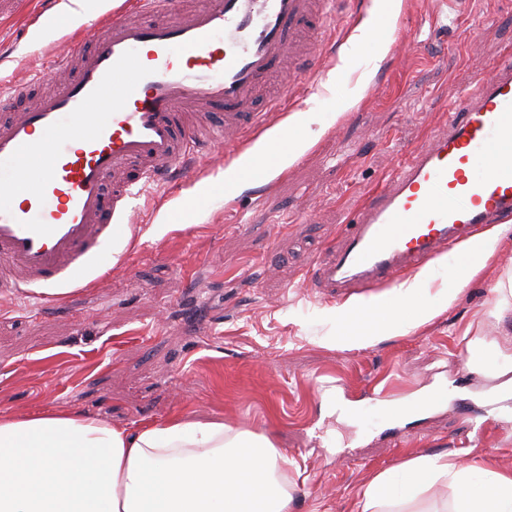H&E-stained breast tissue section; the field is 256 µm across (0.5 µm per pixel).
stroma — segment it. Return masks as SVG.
Here are the masks:
<instances>
[{
    "label": "stroma",
    "instance_id": "35a3bbf8",
    "mask_svg": "<svg viewBox=\"0 0 512 512\" xmlns=\"http://www.w3.org/2000/svg\"><path fill=\"white\" fill-rule=\"evenodd\" d=\"M48 6L22 0L17 15L0 19V81L45 71L50 52L27 26ZM337 21L319 90L283 110L287 119L315 117L306 130L314 144L271 185L242 186L232 200L220 174L148 186L138 218L145 231L112 248L126 253L125 268L108 278L99 268L78 274L80 291L61 302L0 300V411L76 410L128 427L192 412L267 429L299 466L288 475L293 512H358L374 475L420 454L489 455L512 471V427L496 423L512 413V391L496 375L504 361L492 357L477 372L464 350L475 338L512 343V308L499 310L495 290L512 279V220L458 301L404 335L329 343L342 302L307 285L363 195L512 52V0H467L446 17L439 0H348ZM367 21L390 40L360 39ZM59 82L46 73L41 87ZM332 111L335 122L319 123ZM202 188L206 207L173 222ZM391 379L399 401L437 384L450 396L368 430L324 401L332 392L359 404Z\"/></svg>",
    "mask_w": 512,
    "mask_h": 512
}]
</instances>
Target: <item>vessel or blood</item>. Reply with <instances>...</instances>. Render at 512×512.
<instances>
[{"label":"vessel or blood","instance_id":"b4317fda","mask_svg":"<svg viewBox=\"0 0 512 512\" xmlns=\"http://www.w3.org/2000/svg\"><path fill=\"white\" fill-rule=\"evenodd\" d=\"M177 0H126L103 15L92 46L65 32L52 66L70 71L58 89L25 112L0 120V295L61 299V287L121 238L133 198L168 173L224 150L240 184L268 183L278 153L301 134L281 124L280 100L257 98L282 71L325 70L319 52L302 51V34L328 41L336 15L326 0H205L187 17ZM41 74L0 91L11 106ZM278 127L271 151L239 157L256 135ZM512 218V56L479 78L448 118L360 203L352 224L317 262L310 281L336 298L398 285L436 257L458 251L494 220ZM389 390L350 405L349 419H405L447 402L438 385L399 408Z\"/></svg>","mask_w":512,"mask_h":512}]
</instances>
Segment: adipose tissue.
<instances>
[{
  "instance_id": "ef3b65f1",
  "label": "adipose tissue",
  "mask_w": 512,
  "mask_h": 512,
  "mask_svg": "<svg viewBox=\"0 0 512 512\" xmlns=\"http://www.w3.org/2000/svg\"><path fill=\"white\" fill-rule=\"evenodd\" d=\"M423 269L395 300L350 302L337 340L359 345L391 328L408 333L452 306L465 279L437 292ZM292 460L264 431L184 415L115 426L82 413H0V512H292ZM449 489L446 497L437 488ZM360 512H512V471L417 455L377 473Z\"/></svg>"
}]
</instances>
